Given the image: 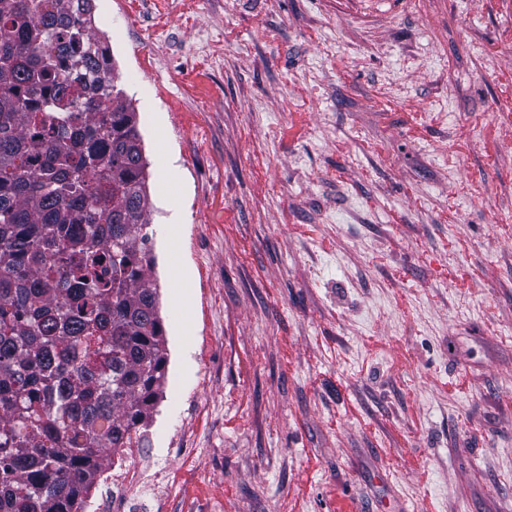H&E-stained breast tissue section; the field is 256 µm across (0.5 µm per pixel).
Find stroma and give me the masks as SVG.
Segmentation results:
<instances>
[{
  "label": "stroma",
  "instance_id": "obj_1",
  "mask_svg": "<svg viewBox=\"0 0 512 512\" xmlns=\"http://www.w3.org/2000/svg\"><path fill=\"white\" fill-rule=\"evenodd\" d=\"M251 2L94 0L166 339L141 512H512V0Z\"/></svg>",
  "mask_w": 512,
  "mask_h": 512
}]
</instances>
